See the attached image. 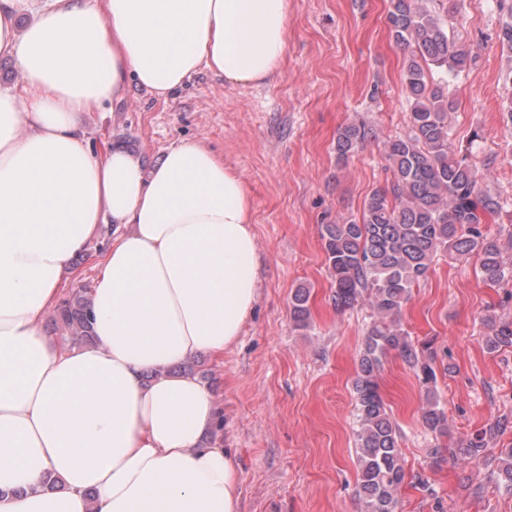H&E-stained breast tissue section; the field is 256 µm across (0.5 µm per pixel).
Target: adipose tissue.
Returning <instances> with one entry per match:
<instances>
[{
	"instance_id": "adipose-tissue-1",
	"label": "adipose tissue",
	"mask_w": 512,
	"mask_h": 512,
	"mask_svg": "<svg viewBox=\"0 0 512 512\" xmlns=\"http://www.w3.org/2000/svg\"><path fill=\"white\" fill-rule=\"evenodd\" d=\"M289 0H0V512H237L220 408L176 365L223 356L259 294L251 197L194 141L146 166L96 154L84 113L129 84L155 97L200 69L279 73ZM28 25H21V18ZM111 231L91 295L95 345L44 331L74 257ZM62 488L44 489L47 477Z\"/></svg>"
}]
</instances>
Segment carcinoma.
Returning <instances> with one entry per match:
<instances>
[{"mask_svg":"<svg viewBox=\"0 0 512 512\" xmlns=\"http://www.w3.org/2000/svg\"><path fill=\"white\" fill-rule=\"evenodd\" d=\"M450 8L444 0H391L390 34L408 51L403 84L410 103L406 135L386 143L393 179L374 190L360 217L321 225V239L338 310L366 300L376 314L364 336L359 369L353 384L357 428L358 495L363 512H398L406 472L401 434L392 421L377 381L391 353L412 368L425 387L436 381L429 357L414 345L399 324L412 288L424 279L440 253L457 257L477 254L481 272L493 285L512 282V261L484 235L485 215L501 208L500 197L481 187L475 167L459 155L451 139L448 115L454 109L451 82L474 60L471 46L448 30ZM365 128L347 125L336 138L338 158L346 159L365 141ZM309 290L293 298L297 325L307 327ZM60 315L74 335L94 340L87 291L63 301ZM512 346V323L492 327L487 340L494 352ZM424 425L448 435V417L432 396L422 410ZM508 418L476 435L457 449L456 457L483 453L493 436L508 428ZM497 480L512 491V448L500 452Z\"/></svg>","mask_w":512,"mask_h":512,"instance_id":"cac0c4a2","label":"carcinoma"}]
</instances>
